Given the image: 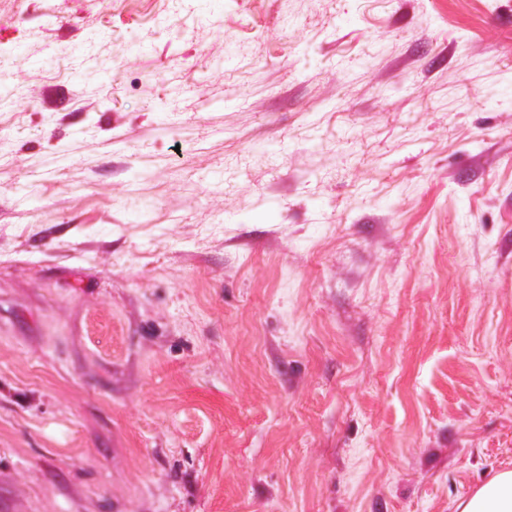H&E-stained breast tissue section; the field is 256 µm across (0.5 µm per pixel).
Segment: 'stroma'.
<instances>
[{
    "label": "stroma",
    "instance_id": "obj_1",
    "mask_svg": "<svg viewBox=\"0 0 512 512\" xmlns=\"http://www.w3.org/2000/svg\"><path fill=\"white\" fill-rule=\"evenodd\" d=\"M0 60V512L512 470V0H0Z\"/></svg>",
    "mask_w": 512,
    "mask_h": 512
}]
</instances>
